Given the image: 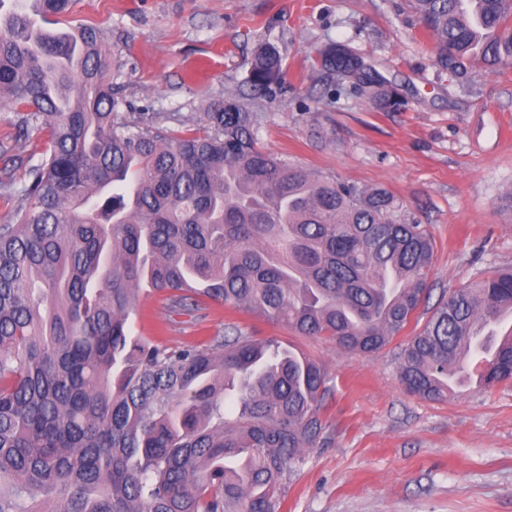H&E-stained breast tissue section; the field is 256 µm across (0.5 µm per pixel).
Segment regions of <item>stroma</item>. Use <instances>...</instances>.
<instances>
[{
  "mask_svg": "<svg viewBox=\"0 0 512 512\" xmlns=\"http://www.w3.org/2000/svg\"><path fill=\"white\" fill-rule=\"evenodd\" d=\"M104 31L115 53L114 89L133 117L194 119L208 103L246 91L260 43L283 58L282 84L258 97L269 152L361 186L381 187L435 242L428 306L404 336L370 356L228 306L206 319L170 315L140 294L132 334L176 346L238 330L293 346L330 378L332 441L289 477L282 512H512V384L457 390L436 402L397 376L405 336L426 324L443 293L512 267V67L452 81L405 0H73L56 27ZM346 44L407 102L383 112L325 73L318 50ZM46 133L20 137L0 98V157H42Z\"/></svg>",
  "mask_w": 512,
  "mask_h": 512,
  "instance_id": "obj_1",
  "label": "stroma"
}]
</instances>
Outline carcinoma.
<instances>
[{
  "label": "carcinoma",
  "instance_id": "1",
  "mask_svg": "<svg viewBox=\"0 0 512 512\" xmlns=\"http://www.w3.org/2000/svg\"><path fill=\"white\" fill-rule=\"evenodd\" d=\"M71 0H0V93L19 135L48 133L0 224V512H280L308 449L331 442L326 370L235 332L170 347L131 335L141 288L174 315L230 306L369 355L429 297L433 240L383 188L341 183L269 153L263 115L231 95L194 129L130 119L101 32L40 26ZM434 65L460 81L512 66V0H409ZM321 67L376 108L406 101L345 46ZM282 57L260 44L255 91ZM512 269L442 297L399 353V381L454 395L512 382Z\"/></svg>",
  "mask_w": 512,
  "mask_h": 512
}]
</instances>
